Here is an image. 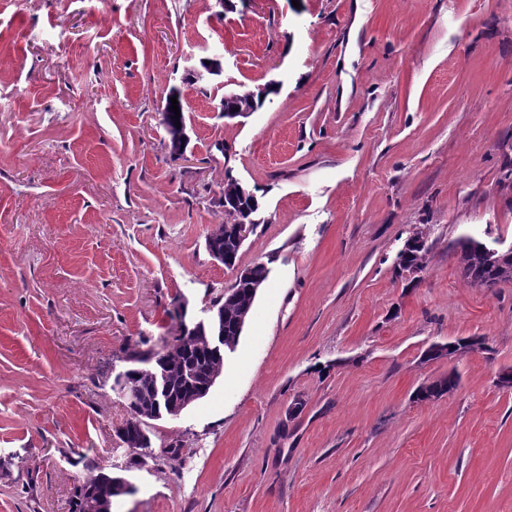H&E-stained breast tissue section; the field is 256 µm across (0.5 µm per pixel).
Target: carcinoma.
Instances as JSON below:
<instances>
[{"label": "carcinoma", "instance_id": "carcinoma-1", "mask_svg": "<svg viewBox=\"0 0 512 512\" xmlns=\"http://www.w3.org/2000/svg\"><path fill=\"white\" fill-rule=\"evenodd\" d=\"M276 93L273 85L257 92L246 90L226 96L222 103L229 112H254L263 107L267 96ZM177 97L180 109L179 119L172 118L174 112L167 111L162 115L164 125L170 137L184 134L186 128L185 108L180 92L171 90L168 97ZM180 126H175V122ZM243 186L232 175L224 178L223 204L237 205L255 219L262 205L252 195L242 198ZM217 247L224 250L228 256L236 259L239 255L234 245L223 232V225H215L208 233ZM423 234L417 232L407 240L404 250L399 253L396 272L417 271L424 267L425 246ZM460 248L457 255L458 267L461 274L470 283L491 288L501 282L512 281V255L500 252L495 255L486 253L482 243L463 238L457 242ZM269 270L261 262L249 269V276L234 281L229 290L224 293V299L213 303L217 310L224 312V343L236 345L242 332L239 331L240 320L249 317L254 300L267 280ZM128 360L133 363L129 367L132 383L138 390L136 409L139 412H162L165 410V399L154 389V374L162 370V365H168L169 396L182 400L193 396L199 388L210 384L211 380L221 373L224 354L211 352L203 337V333L194 326L189 331L177 337L173 344L163 347L157 352L142 353L132 351ZM119 439L130 450H145L149 448V440H141V426L129 423L118 431ZM88 474L74 491L72 512H89L103 504L112 505V498L122 495V485L113 482L111 473L97 463L87 465Z\"/></svg>", "mask_w": 512, "mask_h": 512}]
</instances>
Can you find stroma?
I'll return each instance as SVG.
<instances>
[{
	"mask_svg": "<svg viewBox=\"0 0 512 512\" xmlns=\"http://www.w3.org/2000/svg\"><path fill=\"white\" fill-rule=\"evenodd\" d=\"M228 174L269 277L208 395L131 451L112 373L233 283L205 249ZM463 237L512 247V0H0V512H72L81 454L131 483L111 512H512V281L465 280ZM276 92L277 90L274 85H268L264 90L259 89L257 92L246 90L226 95L224 100H221V103H223L224 109L228 112H246L249 114L263 107L267 96ZM173 96H177L178 108L180 109V128H177V126H175L176 119L172 118V115H175V113L171 111V102L167 113L162 114V124L164 125L167 133L169 134L170 140L174 137L184 135V131L186 128L185 108L181 94L179 91L172 89L170 93L167 95L166 100L172 98ZM417 242H421L419 245ZM425 243L422 232H416L406 242V247L399 253L396 272L417 271L424 267Z\"/></svg>",
	"mask_w": 512,
	"mask_h": 512,
	"instance_id": "obj_1",
	"label": "stroma"
}]
</instances>
